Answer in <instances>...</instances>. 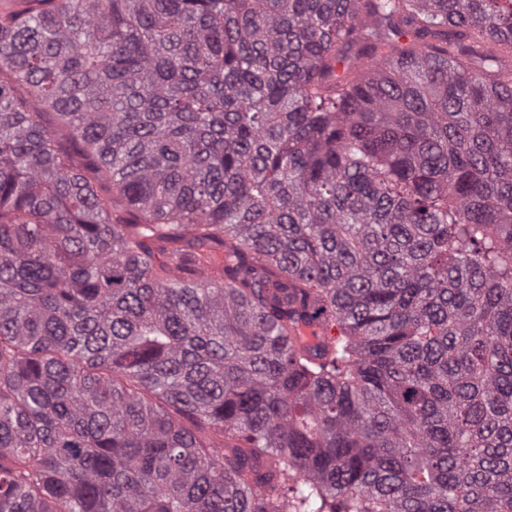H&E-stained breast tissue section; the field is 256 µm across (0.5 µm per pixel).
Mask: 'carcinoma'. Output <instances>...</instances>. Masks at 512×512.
I'll return each instance as SVG.
<instances>
[{
    "label": "carcinoma",
    "mask_w": 512,
    "mask_h": 512,
    "mask_svg": "<svg viewBox=\"0 0 512 512\" xmlns=\"http://www.w3.org/2000/svg\"><path fill=\"white\" fill-rule=\"evenodd\" d=\"M0 512H512V0L1 10Z\"/></svg>",
    "instance_id": "1"
}]
</instances>
